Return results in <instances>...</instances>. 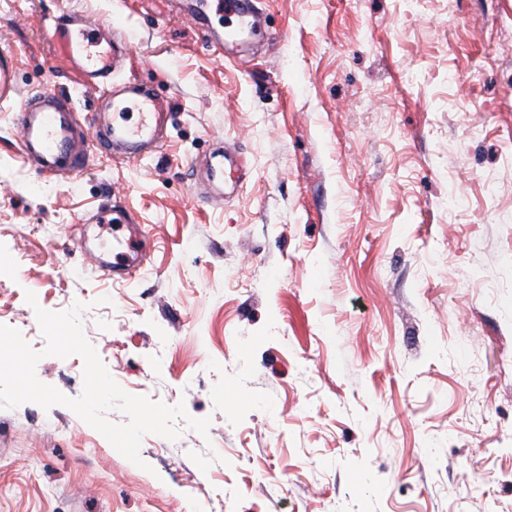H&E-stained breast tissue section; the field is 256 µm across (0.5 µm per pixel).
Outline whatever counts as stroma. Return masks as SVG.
<instances>
[{
    "mask_svg": "<svg viewBox=\"0 0 512 512\" xmlns=\"http://www.w3.org/2000/svg\"><path fill=\"white\" fill-rule=\"evenodd\" d=\"M194 2L0 0L19 96L100 107L52 39L78 11L171 103L161 149L53 178L0 104V325L40 350L35 307L82 303L126 392L211 420L138 466L67 407L0 409V512H512V0H256L231 61ZM225 146L243 186L200 197ZM105 205L136 271L92 263ZM82 372L36 366L71 398Z\"/></svg>",
    "mask_w": 512,
    "mask_h": 512,
    "instance_id": "1",
    "label": "stroma"
}]
</instances>
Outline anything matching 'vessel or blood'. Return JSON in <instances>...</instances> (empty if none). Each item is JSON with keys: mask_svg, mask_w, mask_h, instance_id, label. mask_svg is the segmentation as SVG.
<instances>
[{"mask_svg": "<svg viewBox=\"0 0 512 512\" xmlns=\"http://www.w3.org/2000/svg\"><path fill=\"white\" fill-rule=\"evenodd\" d=\"M224 16V52H240L245 38L262 34L258 12L252 0H210ZM53 36L70 68L86 87L100 88L109 104L108 111L86 116L69 98L54 91H43L15 100V61L0 56V101H15L19 113L17 131L23 155L34 161L43 175L59 177L82 171L88 164L95 142L105 141L113 152L133 160L146 149L159 146L171 117L168 103L147 87L132 80H115L127 57V43L115 34L103 33L84 13L67 12L56 17ZM135 107L143 120L129 126L116 120V113ZM233 151H225L222 162L208 165V186L232 181L241 185L240 166L226 167Z\"/></svg>", "mask_w": 512, "mask_h": 512, "instance_id": "b4317fda", "label": "vessel or blood"}]
</instances>
